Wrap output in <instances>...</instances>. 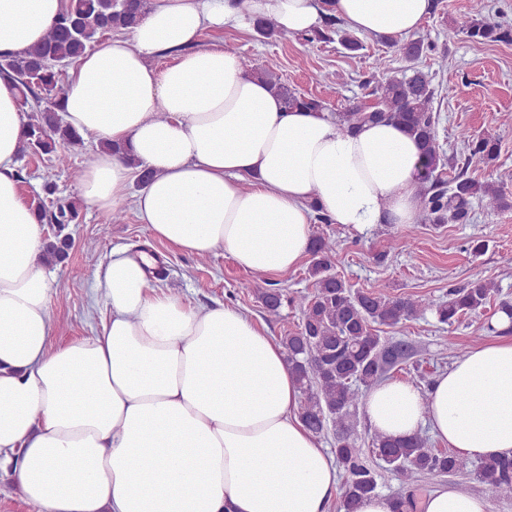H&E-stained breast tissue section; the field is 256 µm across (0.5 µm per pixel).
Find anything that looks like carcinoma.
<instances>
[{
    "label": "carcinoma",
    "instance_id": "1",
    "mask_svg": "<svg viewBox=\"0 0 512 512\" xmlns=\"http://www.w3.org/2000/svg\"><path fill=\"white\" fill-rule=\"evenodd\" d=\"M148 3L149 0H69L41 43L21 55L0 58V73L15 81L21 107L30 108L20 156L47 155L62 168H69L68 155L58 146L75 149L84 145V139L64 125L59 116L62 68L75 62L101 36L133 29L145 15ZM336 25V17L326 15L321 28L299 38L310 43L327 42L337 35L345 49L359 50L357 36ZM459 35L478 45L511 43L512 25L489 21L477 11L448 30L450 39ZM388 44L408 61L419 59L431 49L421 39L390 38ZM242 62L279 95L285 111L328 110L323 98L289 87L273 71L248 58ZM433 100L429 79L414 70L410 75L380 78L367 94L337 112L336 119L346 131L371 121L394 122L420 143L424 175L417 202L424 223L470 224L477 207L488 213L511 211L512 191L506 187L472 178L463 167L449 180L441 176L440 168L446 162L437 142L439 114L433 110ZM461 139L467 161L488 165L498 159L497 139L466 133L461 134ZM79 219L80 209L74 203L53 215L61 231ZM69 247V237L57 234L44 243V253L47 259L59 262ZM337 247V241L330 237L312 239L307 273L313 279V292L288 295L269 290L262 295V302L268 315L275 318L280 317L285 305L299 312L296 329L280 337V343L301 394L299 419L315 434L330 426L336 431L333 453L344 477L341 508L344 512H358L365 497L378 493L380 469L397 473L407 484L426 475L473 474L485 486L488 498H512V456L475 462L446 449L433 448L420 435L392 441L376 433L363 445L346 434L351 408L390 371L410 359L408 352L395 354V347L383 340L378 328L394 327L428 311L438 323L451 328L462 317L485 308L496 291L495 284L473 279L462 288L449 290L448 299L439 301L422 295L391 297L374 289L353 291L331 273Z\"/></svg>",
    "mask_w": 512,
    "mask_h": 512
}]
</instances>
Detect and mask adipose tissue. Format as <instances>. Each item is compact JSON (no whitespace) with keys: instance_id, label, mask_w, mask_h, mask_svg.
Segmentation results:
<instances>
[{"instance_id":"obj_1","label":"adipose tissue","mask_w":512,"mask_h":512,"mask_svg":"<svg viewBox=\"0 0 512 512\" xmlns=\"http://www.w3.org/2000/svg\"><path fill=\"white\" fill-rule=\"evenodd\" d=\"M68 0H0V56L47 35ZM430 0H150L142 21L87 50L62 94L64 124L96 153L79 195L108 213L133 199L158 240L232 254L256 273L294 269L312 241L311 204L361 232L412 224L418 142L395 124L342 129L288 112L207 31L272 20L294 35L333 15L376 39L415 33ZM172 61L158 67L157 57ZM29 123L0 76V477L38 512H324L341 473L297 410L281 343L238 309H202L152 288L154 255L115 254L103 273L100 335L52 347L53 283L38 216L15 174ZM127 148V157L111 148ZM153 178L137 194L136 167ZM372 429L430 432L458 454L512 456V341L471 349L428 391L373 386ZM419 512H488L441 487Z\"/></svg>"}]
</instances>
